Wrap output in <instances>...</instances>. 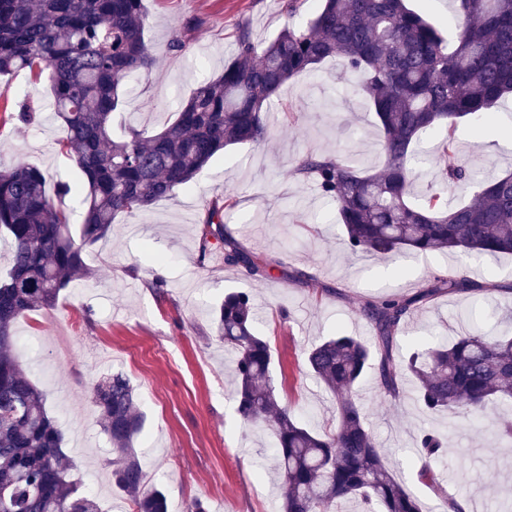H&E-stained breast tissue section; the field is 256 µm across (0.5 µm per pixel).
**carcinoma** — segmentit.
<instances>
[{
    "label": "carcinoma",
    "mask_w": 512,
    "mask_h": 512,
    "mask_svg": "<svg viewBox=\"0 0 512 512\" xmlns=\"http://www.w3.org/2000/svg\"><path fill=\"white\" fill-rule=\"evenodd\" d=\"M304 26H285L264 43L248 28L224 71L198 83L174 122L146 136L129 127L112 136V114L126 101L129 78L148 72L155 57L145 40L143 0H0V76L50 71L54 117L66 132L61 149L84 176L85 212L79 238L67 212L47 193L44 172L19 165L0 169V232L13 246L12 266L0 281V512H99L78 491L64 437L45 394L21 367L15 323L55 308L71 278L87 275L86 247L109 237L120 215L147 212L194 183L229 146L262 147L270 136L269 106L283 87L338 57L360 78V90L382 129L383 169L372 173L337 154H307L295 172L336 203L341 232L353 254L461 251L512 255V173L489 183L458 163L456 129L464 118L484 123L512 94V0H457L454 37L444 35L406 0H318ZM196 24L186 23L168 49L187 50ZM443 140L434 158L438 186L411 201L417 181L416 145L432 131ZM476 188L452 205L445 188ZM229 203L209 204L199 229L200 258L224 251V263L257 279L273 269L225 232ZM473 290L460 277L433 278L410 297L369 301L359 315L374 336L338 333L312 347L307 366L338 393L336 430L318 432L280 404L269 342L255 328L252 298L231 291L214 310L213 325L233 353L234 400L240 418L269 427L281 471L279 512H331L355 499L362 512H426L396 477L366 425L357 387L375 373L380 396L397 402L404 382L425 412L475 416L512 405V336L468 329L403 356L399 332L406 318L443 295ZM91 399L112 443L115 486L135 512H167L165 493L150 487L135 443L143 429L135 389L121 371L97 380ZM450 445L447 433L417 437L421 476Z\"/></svg>",
    "instance_id": "1"
}]
</instances>
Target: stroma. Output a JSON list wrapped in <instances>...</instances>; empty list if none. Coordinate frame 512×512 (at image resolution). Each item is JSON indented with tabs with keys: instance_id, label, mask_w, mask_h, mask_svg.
<instances>
[{
	"instance_id": "obj_1",
	"label": "stroma",
	"mask_w": 512,
	"mask_h": 512,
	"mask_svg": "<svg viewBox=\"0 0 512 512\" xmlns=\"http://www.w3.org/2000/svg\"><path fill=\"white\" fill-rule=\"evenodd\" d=\"M150 24L145 39L156 64L130 84L113 134L133 126L152 135L173 122L177 107L206 76L221 73L236 49L239 26L255 41L272 39L285 25L305 24L317 0H304L288 15L283 0H144ZM195 38L184 54L168 43L187 21ZM37 110L32 124L19 122L22 103ZM52 96L46 77L28 72L0 79V166H35L47 174L48 189L76 185L82 174L61 152L65 133L49 116ZM274 115L297 113L295 124H278L261 148L231 146L196 183L156 202L143 215L118 217L108 239L85 252L92 275L74 280L54 309L19 320L15 334L22 367L44 392L47 407L74 462L72 475L92 492L102 512H132L112 483L107 461L111 443L91 403V385L123 372L145 417L137 446L150 484L161 486L168 512H186L189 502L206 501L208 512H278L272 448L274 437L244 425L232 395L230 351L218 340L212 310L225 289L249 293L257 307L256 328L272 350V372L281 404L311 428L335 429L336 396L307 368L306 352L323 336L339 332L371 336L361 305L386 297H409L438 274L463 277L476 289L444 296L416 310L402 340L431 342L460 333L459 316L473 306L476 320L492 328L512 314V256L481 258L399 253L382 259L351 254L338 228L336 204L295 173L306 152L354 154L368 169L383 163L382 131L353 76L328 59L283 87L270 107ZM497 123L484 138L469 121L456 132L459 157L496 178L512 172V99L495 108ZM233 200L224 226L246 250L273 264L269 278L256 280L226 266L224 255H199V224L214 200ZM160 257L146 271L145 254ZM163 292L152 286L155 276ZM500 285L487 296L486 286ZM359 397L366 422L400 468L398 479L423 503L435 502L421 480L415 440L430 419L411 397L387 403L374 376H366ZM440 426L453 439L434 472L453 475V495L468 498L474 512H503L512 498V449L493 436V418L460 426L445 415Z\"/></svg>"
}]
</instances>
